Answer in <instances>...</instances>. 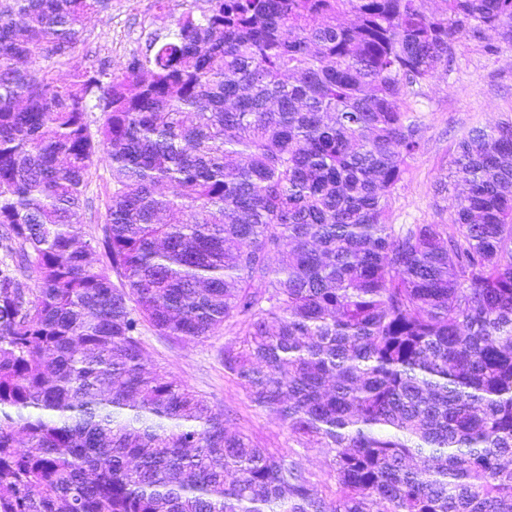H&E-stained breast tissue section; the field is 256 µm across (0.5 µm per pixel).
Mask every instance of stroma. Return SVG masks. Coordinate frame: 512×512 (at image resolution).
Listing matches in <instances>:
<instances>
[{"instance_id":"obj_1","label":"stroma","mask_w":512,"mask_h":512,"mask_svg":"<svg viewBox=\"0 0 512 512\" xmlns=\"http://www.w3.org/2000/svg\"><path fill=\"white\" fill-rule=\"evenodd\" d=\"M190 7L199 12L205 4L203 0H168V14L161 21L154 0H112L111 11L85 23L75 51L56 65L54 78L68 80L95 56L108 59L113 71H120L133 51L144 48L151 33L162 26L174 28ZM497 42L491 31L480 39L462 35L453 45V71L438 72L421 97L408 100L410 114L421 129L422 149L409 160L391 194V223H449L450 205L435 196L433 185L439 175L453 173L458 141L472 128L512 121V49L498 47ZM492 44L497 47L493 53L488 50ZM111 183L109 167L95 162L87 188L91 206L75 226L82 240L99 236ZM239 331V325L230 321L205 340L176 343L147 326L142 339L150 363L223 406L229 430L243 432L259 446L293 462L322 495L332 496L335 480L326 449L300 447L287 426L255 408L236 378L225 371L224 349L235 344Z\"/></svg>"}]
</instances>
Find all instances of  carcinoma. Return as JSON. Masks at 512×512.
Returning a JSON list of instances; mask_svg holds the SVG:
<instances>
[{
    "mask_svg": "<svg viewBox=\"0 0 512 512\" xmlns=\"http://www.w3.org/2000/svg\"><path fill=\"white\" fill-rule=\"evenodd\" d=\"M204 2L60 84L112 0H0V512H512V122L459 141L451 225L389 223L406 98L467 32L512 48V0ZM230 320L334 498L147 362L143 324ZM112 178L109 167L102 161H95L91 167L86 197L92 201V209L84 208L80 223L75 225L77 235L84 241L99 236L106 217Z\"/></svg>",
    "mask_w": 512,
    "mask_h": 512,
    "instance_id": "cac0c4a2",
    "label": "carcinoma"
}]
</instances>
